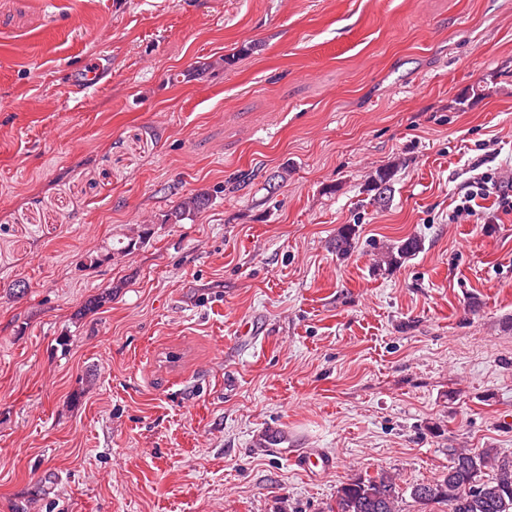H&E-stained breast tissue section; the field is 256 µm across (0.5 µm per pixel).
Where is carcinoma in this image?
I'll list each match as a JSON object with an SVG mask.
<instances>
[{
    "instance_id": "1",
    "label": "carcinoma",
    "mask_w": 512,
    "mask_h": 512,
    "mask_svg": "<svg viewBox=\"0 0 512 512\" xmlns=\"http://www.w3.org/2000/svg\"><path fill=\"white\" fill-rule=\"evenodd\" d=\"M388 170L376 173L372 188L377 200L386 199L390 191ZM209 195L197 193L184 198L169 214L176 224L186 216L204 208ZM149 236L145 229L135 237H123L112 247V253L90 258V264L99 265L112 254H129L144 244ZM356 228L344 225L334 243L336 254L347 255L353 248ZM421 241L408 237L387 248L383 262L397 265L416 255ZM402 488L396 477L380 472L374 476H359L341 485L336 494V508L329 512H398ZM411 497L422 505L444 504L448 512H512V457L499 455L495 448L448 449V469L439 479L411 487Z\"/></svg>"
}]
</instances>
